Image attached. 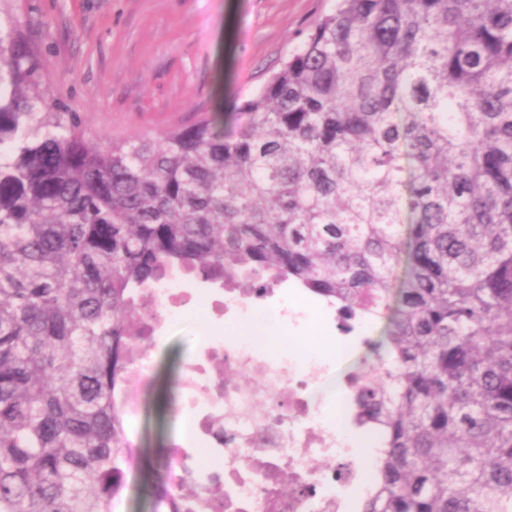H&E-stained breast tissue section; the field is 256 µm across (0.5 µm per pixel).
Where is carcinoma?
Wrapping results in <instances>:
<instances>
[{
  "label": "carcinoma",
  "mask_w": 512,
  "mask_h": 512,
  "mask_svg": "<svg viewBox=\"0 0 512 512\" xmlns=\"http://www.w3.org/2000/svg\"><path fill=\"white\" fill-rule=\"evenodd\" d=\"M0 19V512H113L143 289L273 271L386 319L363 512H512V0H336L269 80L91 141Z\"/></svg>",
  "instance_id": "1"
}]
</instances>
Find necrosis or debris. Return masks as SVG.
I'll use <instances>...</instances> for the list:
<instances>
[{
    "instance_id": "obj_1",
    "label": "necrosis or debris",
    "mask_w": 512,
    "mask_h": 512,
    "mask_svg": "<svg viewBox=\"0 0 512 512\" xmlns=\"http://www.w3.org/2000/svg\"><path fill=\"white\" fill-rule=\"evenodd\" d=\"M182 278L173 274L152 289L147 335L132 340L134 356L119 394L132 461L144 447L136 426L146 415L158 369L157 352L175 318L203 312L210 332L226 320L263 308L279 283L251 288L228 281L222 293L199 307ZM295 342L270 356L255 343L224 340L201 347L171 376L166 409L173 420L192 421V446L168 444L171 490L205 479L206 512H361L376 486L379 431L363 433L367 454L357 453L344 429L327 418L316 398L330 367L318 356L295 359Z\"/></svg>"
}]
</instances>
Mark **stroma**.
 I'll return each mask as SVG.
<instances>
[{"mask_svg":"<svg viewBox=\"0 0 512 512\" xmlns=\"http://www.w3.org/2000/svg\"><path fill=\"white\" fill-rule=\"evenodd\" d=\"M333 0H0L58 111L90 139L157 135L260 89ZM198 316L174 322L168 363L194 353ZM162 470L126 469L124 512H156Z\"/></svg>","mask_w":512,"mask_h":512,"instance_id":"stroma-1","label":"stroma"}]
</instances>
